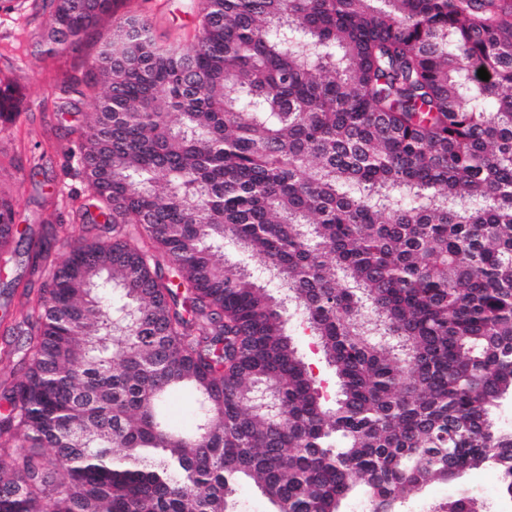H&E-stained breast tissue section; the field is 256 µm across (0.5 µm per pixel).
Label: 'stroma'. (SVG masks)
Here are the masks:
<instances>
[{
  "label": "stroma",
  "mask_w": 512,
  "mask_h": 512,
  "mask_svg": "<svg viewBox=\"0 0 512 512\" xmlns=\"http://www.w3.org/2000/svg\"><path fill=\"white\" fill-rule=\"evenodd\" d=\"M200 0H115L111 18L134 13L149 19L158 42L189 44L199 25ZM102 20L78 42L47 52L42 42L47 16L23 6L0 11V74L23 94L27 109L0 124V180L14 185L16 221L73 224L86 237L108 235L107 224L79 174L75 151L83 113L100 92L86 87L92 62L110 26Z\"/></svg>",
  "instance_id": "35a3bbf8"
}]
</instances>
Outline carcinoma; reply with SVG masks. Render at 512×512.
<instances>
[{"label": "carcinoma", "instance_id": "1", "mask_svg": "<svg viewBox=\"0 0 512 512\" xmlns=\"http://www.w3.org/2000/svg\"><path fill=\"white\" fill-rule=\"evenodd\" d=\"M110 15L53 0L45 38ZM88 85L82 177L116 228L35 243L47 278L0 348L26 369L0 388V512H237L244 481L271 512H397L483 466L512 499V0H204L167 46L129 14ZM24 109L0 77V120ZM16 204L0 183L1 274ZM298 336H293L298 346L299 351L305 360L312 364L314 373L322 380V386L333 389L335 378L330 370L324 363H321L319 356L312 346V339L310 336L304 335L297 329Z\"/></svg>", "mask_w": 512, "mask_h": 512}]
</instances>
